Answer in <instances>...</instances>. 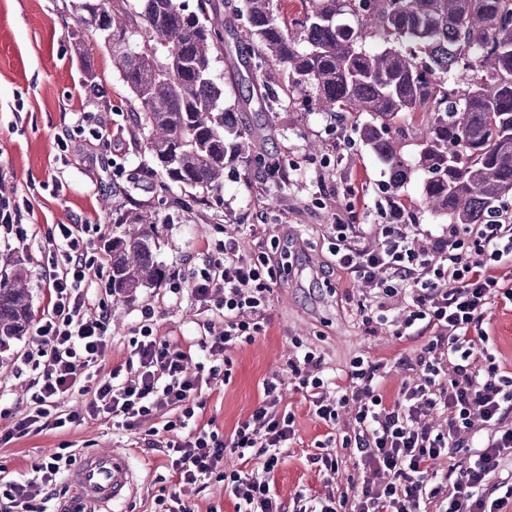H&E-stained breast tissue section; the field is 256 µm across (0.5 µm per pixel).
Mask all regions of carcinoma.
<instances>
[{
  "label": "carcinoma",
  "mask_w": 512,
  "mask_h": 512,
  "mask_svg": "<svg viewBox=\"0 0 512 512\" xmlns=\"http://www.w3.org/2000/svg\"><path fill=\"white\" fill-rule=\"evenodd\" d=\"M281 0H240L243 37L260 111L282 93L339 117L387 166L390 198L408 171L424 174L423 202L451 224H492L512 205V0H301L288 24ZM77 20L101 39L135 114L136 140L162 196L182 188L220 193L224 169L255 154L258 134L224 112L214 73L224 49L215 0H75ZM376 47L366 46V41ZM462 74L448 84V74ZM412 115L421 137L414 161L393 130ZM369 120L358 124L362 114ZM158 222L141 206L121 217L106 247L109 287L131 301L157 288L167 269L156 256ZM32 320L28 270L0 277V349Z\"/></svg>",
  "instance_id": "carcinoma-1"
}]
</instances>
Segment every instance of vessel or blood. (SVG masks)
<instances>
[{
    "instance_id": "vessel-or-blood-1",
    "label": "vessel or blood",
    "mask_w": 512,
    "mask_h": 512,
    "mask_svg": "<svg viewBox=\"0 0 512 512\" xmlns=\"http://www.w3.org/2000/svg\"><path fill=\"white\" fill-rule=\"evenodd\" d=\"M73 494L61 501L56 512H111L115 504L136 489L127 456L112 448L87 454L69 477Z\"/></svg>"
}]
</instances>
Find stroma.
<instances>
[{"instance_id":"obj_1","label":"stroma","mask_w":512,"mask_h":512,"mask_svg":"<svg viewBox=\"0 0 512 512\" xmlns=\"http://www.w3.org/2000/svg\"><path fill=\"white\" fill-rule=\"evenodd\" d=\"M71 7V0H0V187L32 197L34 223L70 224L85 221L97 225L93 238L102 247L112 236L119 216L130 202L153 207L160 232L158 259L168 269L167 285L138 293L135 300L117 299L109 286L112 258L101 255L102 267L89 290L91 313L107 309L112 334L108 363L127 360L128 340L142 325L144 310H151L155 333L170 339L193 338L202 325L213 322L222 331L223 322L212 321L200 311L191 295L195 266L200 264L206 243L235 233L242 224L259 225L257 234H235L244 253L271 251L275 240L288 239L291 266L271 297L264 335L255 342L232 349L229 383L207 390L203 420L212 421L224 435H231L262 399L265 380L282 373L293 351V338L317 349L330 369L344 368L358 353L390 364L382 390L392 396L409 378L397 367L399 357L411 355L418 342L397 338L385 325L366 329L353 313L359 288L349 275L325 277L322 266L331 255L325 238L336 222L378 224L382 217L376 204L384 198L389 175L354 131L317 110L277 100L270 114L256 106H243L248 94V72L232 60L217 64L216 74L224 85V107L235 125L261 135L259 155L251 163H236L224 170V190L207 193L179 191L177 202L161 199L145 177L150 163L147 152L134 146L131 132L134 114L112 59L98 42H90L86 56L73 49L75 36L85 35ZM94 85L96 95L83 88ZM109 112L119 133L114 145L82 144L61 151L55 140L63 129L81 124L96 125L100 112ZM279 162L288 176V187L279 205H269L267 188L272 179L266 168ZM413 223L441 233L447 221L422 203L423 175L411 171L400 189ZM354 211H346V200ZM43 237L33 238L22 253L0 245V273L16 261L25 262L34 314H41L48 301L39 261ZM177 283L180 293L169 290ZM499 364L512 369V307L494 305L484 321ZM36 345L35 329L0 350V406L12 408L27 402L30 394L19 374L20 357ZM284 403L295 415L297 441L273 479L282 512H292L298 492L321 494L324 482L309 461L316 441L327 429L309 412L300 393L286 390ZM137 433L115 430L110 421L86 419L65 430L31 434L0 445V468L23 473L32 464L48 458L62 442L82 452L119 448L131 458L138 482L137 493L121 512H153L158 477L165 471L160 452L137 446Z\"/></svg>"}]
</instances>
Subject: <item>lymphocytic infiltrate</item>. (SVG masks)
<instances>
[{"mask_svg": "<svg viewBox=\"0 0 512 512\" xmlns=\"http://www.w3.org/2000/svg\"><path fill=\"white\" fill-rule=\"evenodd\" d=\"M25 195H0V240L26 250L37 231ZM383 224L329 225L336 268L361 283L362 323L392 327L395 336L425 337L403 365L419 380L396 398L381 391L382 361L353 356L327 373L321 354L298 347L285 376L263 384V399L230 437L201 423L203 392L229 382L227 352L265 332L264 312L286 269L275 255L242 253L234 239L217 241L215 257L194 276L191 293L202 311L223 316L224 330L204 331L189 344L157 336L148 325L130 338L131 360L110 366L108 316H90V276L100 260L89 227L55 224L45 234L48 305L37 320L39 342L22 364L31 395L23 413L0 430V443L102 417L127 432L145 427L142 447L170 461L174 491L156 495L160 512H193L179 496L188 485L223 483L234 512H281L272 474L296 441L286 389L301 393L328 429L310 457L326 493H296L295 512H504L512 502V372L496 361L483 329L495 301L512 303V213L496 224H452L435 236L406 221L388 203ZM86 399L66 410L69 397ZM443 414L444 427L429 418ZM161 427L146 428L147 420ZM361 466V480L335 489L339 452ZM235 455L237 468L224 465ZM65 442L49 460L18 479L0 475V512H49L35 486L56 485L77 460Z\"/></svg>", "mask_w": 512, "mask_h": 512, "instance_id": "f902f5d3", "label": "lymphocytic infiltrate"}]
</instances>
